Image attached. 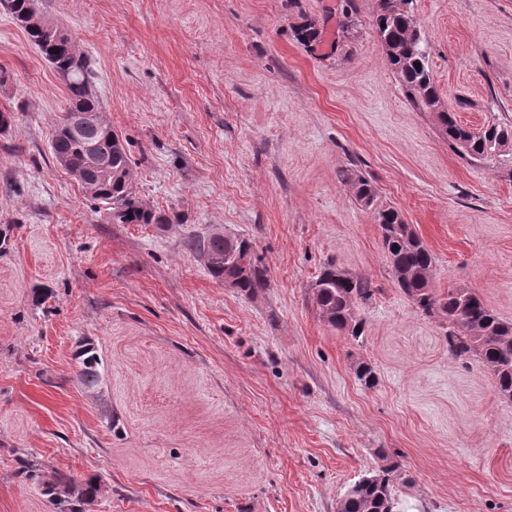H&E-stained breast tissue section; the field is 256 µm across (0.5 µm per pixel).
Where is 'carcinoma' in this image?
<instances>
[{
	"label": "carcinoma",
	"instance_id": "1",
	"mask_svg": "<svg viewBox=\"0 0 512 512\" xmlns=\"http://www.w3.org/2000/svg\"><path fill=\"white\" fill-rule=\"evenodd\" d=\"M413 0H377L375 25L377 35L392 72L397 76L407 101L420 112H429L444 139L462 157L487 163L512 151V123L490 124L479 132L460 124L453 112L441 110V98L429 67V50L417 18L411 10ZM14 20L24 29L28 40L58 74L68 75L65 82L66 106L56 125L50 147L58 161L80 163L86 145L107 160V167L81 166L79 185L90 198L111 210L114 224H154L160 217L137 195L134 171L126 145L105 119L88 64L77 53L74 42L59 25L44 17L30 15L31 0H0ZM296 40L319 41L321 30L316 20L303 18L295 28ZM420 67H415V64ZM80 115L85 126L82 137H76L70 126L72 115ZM340 181L352 187L355 199L372 206L376 197L374 185L365 177L343 170ZM382 242L391 260L393 279L400 290L428 317L448 323V350L455 357L478 354L492 371L499 393L512 392V323H507L485 304L474 290L465 287L448 289L437 295L431 288L432 253L395 209L378 211ZM191 247L208 261L207 269L219 282L228 276L225 264L233 263L238 292L253 296L267 286L269 270L264 257L244 237L227 239L221 234L199 237ZM317 281L322 287L313 290L320 315L340 330L351 327L349 334L361 336L363 322L356 319L355 307L372 299L375 289L361 276H352L329 263ZM394 468L365 475L342 498L343 512H396L392 474ZM99 485L77 483L74 478L59 475L43 482V493L64 502L70 496L82 504L94 502Z\"/></svg>",
	"mask_w": 512,
	"mask_h": 512
}]
</instances>
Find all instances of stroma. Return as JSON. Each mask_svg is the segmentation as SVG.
<instances>
[{"instance_id": "35a3bbf8", "label": "stroma", "mask_w": 512, "mask_h": 512, "mask_svg": "<svg viewBox=\"0 0 512 512\" xmlns=\"http://www.w3.org/2000/svg\"><path fill=\"white\" fill-rule=\"evenodd\" d=\"M343 3L36 0L89 61L160 224L113 223L57 165L65 85L0 8V512H70L43 493L58 472L101 482L85 512H336L390 464L398 512H512V398L400 291L376 220L402 213L436 294L474 289L512 323V159L455 152L390 70L376 0H353L346 36ZM413 11L448 109L512 122V0ZM306 16L310 47L293 35ZM213 233L263 255L257 296L191 248ZM329 262L376 290L359 338L314 302ZM340 181L352 187L355 199L362 205L368 207L373 205L376 191L374 185L368 179L347 169L341 171Z\"/></svg>"}]
</instances>
